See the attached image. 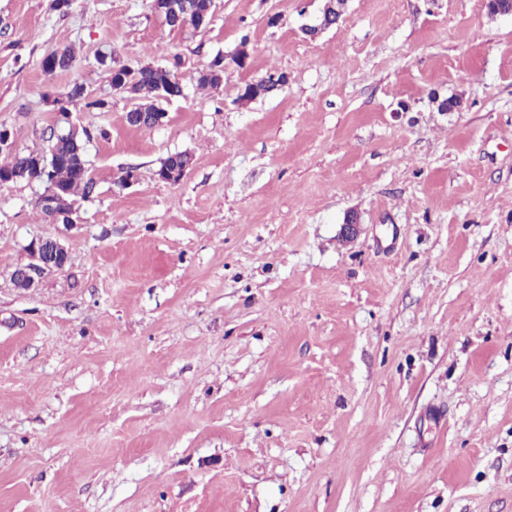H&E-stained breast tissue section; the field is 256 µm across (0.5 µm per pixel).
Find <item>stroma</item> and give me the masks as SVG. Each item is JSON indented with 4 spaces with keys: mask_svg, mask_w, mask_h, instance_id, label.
I'll return each mask as SVG.
<instances>
[{
    "mask_svg": "<svg viewBox=\"0 0 512 512\" xmlns=\"http://www.w3.org/2000/svg\"><path fill=\"white\" fill-rule=\"evenodd\" d=\"M322 3L216 0L177 32L150 0H0L17 149L43 148L74 84L109 98L73 110L82 224L0 187V512H512V17L348 0L308 36ZM107 43L180 59L164 125L126 122ZM219 54L223 85L198 89ZM274 71L282 90L237 105ZM178 151L191 168L159 181ZM40 237L68 263L17 290ZM346 0H327L323 9L321 22L317 25H307L304 29L307 33L314 36L315 34L331 28L344 12ZM338 5V7H336Z\"/></svg>",
    "mask_w": 512,
    "mask_h": 512,
    "instance_id": "1",
    "label": "stroma"
}]
</instances>
